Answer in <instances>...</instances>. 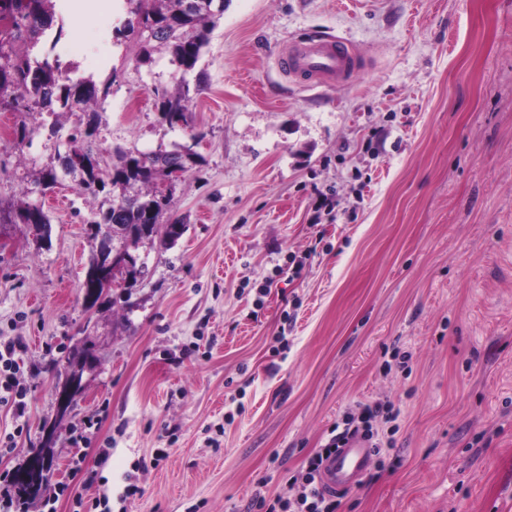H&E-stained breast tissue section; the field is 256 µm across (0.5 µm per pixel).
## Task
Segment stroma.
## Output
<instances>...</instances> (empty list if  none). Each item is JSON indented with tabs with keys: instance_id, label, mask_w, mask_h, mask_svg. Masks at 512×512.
<instances>
[{
	"instance_id": "1",
	"label": "stroma",
	"mask_w": 512,
	"mask_h": 512,
	"mask_svg": "<svg viewBox=\"0 0 512 512\" xmlns=\"http://www.w3.org/2000/svg\"><path fill=\"white\" fill-rule=\"evenodd\" d=\"M69 32L82 72L111 79L100 146L150 151L202 133L177 182L173 247L140 244L147 275L84 300L91 250L80 189L43 198L49 234L0 225V337L27 389L0 404V473L54 459L27 512H245L364 402H392V439L337 512H512V0H229L196 67L205 87L169 129L154 88L169 54L106 46L124 0H97ZM360 53L316 88L279 54L313 36ZM38 113L0 114V204L46 162ZM100 365L53 442L54 365L82 340ZM408 369H386L394 351ZM108 449L106 463L99 452ZM96 471L94 485L82 470ZM138 486L127 496L129 486Z\"/></svg>"
}]
</instances>
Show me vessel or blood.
Returning a JSON list of instances; mask_svg holds the SVG:
<instances>
[{
	"label": "vessel or blood",
	"instance_id": "vessel-or-blood-1",
	"mask_svg": "<svg viewBox=\"0 0 512 512\" xmlns=\"http://www.w3.org/2000/svg\"><path fill=\"white\" fill-rule=\"evenodd\" d=\"M288 72L310 84L325 85L350 78L358 68L355 55L344 38H311L289 44L279 59ZM372 457L368 441L349 439L324 464L320 486L330 492L350 488L366 471Z\"/></svg>",
	"mask_w": 512,
	"mask_h": 512
}]
</instances>
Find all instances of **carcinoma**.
Here are the masks:
<instances>
[{
	"label": "carcinoma",
	"mask_w": 512,
	"mask_h": 512,
	"mask_svg": "<svg viewBox=\"0 0 512 512\" xmlns=\"http://www.w3.org/2000/svg\"><path fill=\"white\" fill-rule=\"evenodd\" d=\"M229 0H126L127 17L115 30L120 40L135 35L141 43L140 62L151 61L163 50L182 75L171 89L154 90L155 106L162 122L173 129L186 121L189 103L202 93L200 77L187 79L196 68L209 36L224 15ZM57 0H0V112H30L40 109L53 117L48 137L54 153L49 162L31 174L23 194L35 184L49 191L71 177L92 206L88 224H124L131 244L141 242L140 227L159 224L169 203L155 198L156 183L176 171L186 173L199 158L193 147L203 139L191 133L184 143L167 150L112 148V164L104 162L95 120L103 109L112 79L99 82L79 73L77 65H62L45 52L48 32L56 29ZM83 112L92 116L84 125L66 128L64 117ZM105 194L99 200V194ZM49 224V215L33 201L23 200L0 215V222Z\"/></svg>",
	"instance_id": "cac0c4a2"
}]
</instances>
